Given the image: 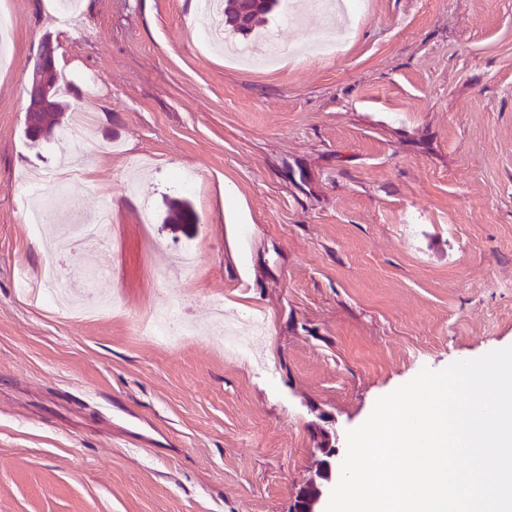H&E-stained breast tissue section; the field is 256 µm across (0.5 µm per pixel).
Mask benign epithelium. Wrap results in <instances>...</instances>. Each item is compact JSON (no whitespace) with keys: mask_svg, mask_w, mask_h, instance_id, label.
Listing matches in <instances>:
<instances>
[{"mask_svg":"<svg viewBox=\"0 0 512 512\" xmlns=\"http://www.w3.org/2000/svg\"><path fill=\"white\" fill-rule=\"evenodd\" d=\"M55 70V46L49 39L42 40L37 54L32 57L27 72V107L30 124L42 138L54 135L56 127L42 122V117L49 115L52 107V93L49 75ZM323 463L319 464L306 487L312 489V494L295 500L292 512H325L324 496L329 485L340 477V469L333 466L337 456L334 448H319Z\"/></svg>","mask_w":512,"mask_h":512,"instance_id":"1","label":"benign epithelium"}]
</instances>
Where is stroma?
<instances>
[{
  "instance_id": "stroma-1",
  "label": "stroma",
  "mask_w": 512,
  "mask_h": 512,
  "mask_svg": "<svg viewBox=\"0 0 512 512\" xmlns=\"http://www.w3.org/2000/svg\"><path fill=\"white\" fill-rule=\"evenodd\" d=\"M0 0V512H292L320 445L421 369L512 345V0H363L339 51L280 0L274 62L198 35L195 0ZM52 38L70 111L25 136L26 67ZM93 116L72 133V113ZM81 154L62 212L108 206L117 310L30 302L49 256L19 181ZM197 252L181 276L171 263ZM183 303L200 331L134 329ZM224 306L257 361L224 356Z\"/></svg>"
}]
</instances>
